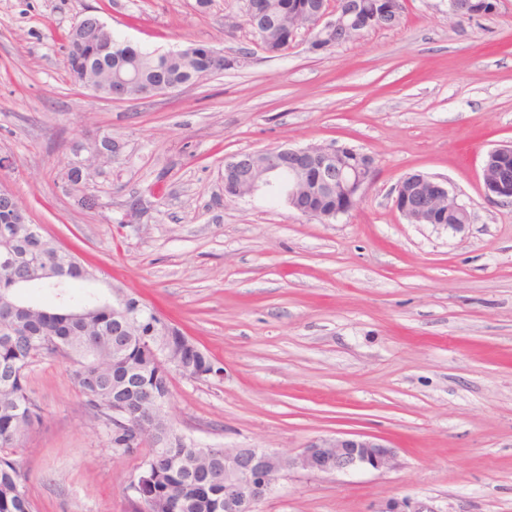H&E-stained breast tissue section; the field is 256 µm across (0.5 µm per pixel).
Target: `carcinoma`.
<instances>
[{"instance_id": "cac0c4a2", "label": "carcinoma", "mask_w": 512, "mask_h": 512, "mask_svg": "<svg viewBox=\"0 0 512 512\" xmlns=\"http://www.w3.org/2000/svg\"><path fill=\"white\" fill-rule=\"evenodd\" d=\"M302 0H266L270 22L261 29L264 51L288 50V11ZM112 59L103 63L66 54L70 77L89 79L104 88L119 75L130 77L126 97L138 98L150 86L174 89L191 85L210 72L213 62L181 53H158L114 36ZM57 266L59 283H35L29 291L51 298L66 296L77 304L94 305L79 320L55 302L32 299L0 319V512H32L15 449L41 421V407L28 388L31 366L45 355L69 364V374L87 398L94 416L109 430L112 447L126 454L151 448L144 461L131 512H224V448L188 444L169 425L165 405L170 395L171 368L186 373L221 372L180 329L166 323V336L154 335L164 321L141 299L121 293L126 316L113 314L112 295L90 286L86 266L46 238L38 224H18L13 211L0 209V305L15 300V280L30 274L33 263ZM120 400L127 418L113 420L112 401Z\"/></svg>"}]
</instances>
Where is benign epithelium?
<instances>
[{
  "label": "benign epithelium",
  "mask_w": 512,
  "mask_h": 512,
  "mask_svg": "<svg viewBox=\"0 0 512 512\" xmlns=\"http://www.w3.org/2000/svg\"><path fill=\"white\" fill-rule=\"evenodd\" d=\"M309 22L305 27L314 32L312 48L320 45L330 35L343 43L370 30L380 12H370L362 0H349L345 10L333 9L327 0L305 11ZM246 15L254 31H260L265 23L263 0H247ZM105 24L94 15L76 21L72 32L76 39L89 31H100ZM341 147L274 148L259 152L236 155L224 163V198L232 200L259 190L276 193L290 202L298 190V173L310 163L319 168L322 192L334 193L348 200L342 208L330 214L301 211V214L329 220L352 209L360 199L368 181L358 172L341 166L337 158ZM512 160V141L490 150L482 167V189L485 198L494 202L512 203V170L506 165L492 166V159ZM96 175L87 163L80 159L67 168L66 176L88 184ZM393 206L399 214L412 224H435V213L441 209L451 212L461 221L446 224L444 228L460 231L469 224L467 206L457 193L448 188V183L423 173L407 174L394 188ZM58 272L50 266L36 267L30 276L21 279L28 287L32 283L50 282ZM394 457L392 448L382 439L368 435L353 437H318L302 448L294 458L283 461L278 453L260 448H239L224 454V512H255L256 504L265 497L275 482L287 475L291 469H302L317 474H332L340 470L372 469L381 471L390 466ZM379 512H430L415 505L408 498L392 499Z\"/></svg>",
  "instance_id": "7a95c632"
}]
</instances>
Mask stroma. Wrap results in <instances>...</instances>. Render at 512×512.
Wrapping results in <instances>:
<instances>
[{"label": "stroma", "instance_id": "obj_1", "mask_svg": "<svg viewBox=\"0 0 512 512\" xmlns=\"http://www.w3.org/2000/svg\"><path fill=\"white\" fill-rule=\"evenodd\" d=\"M97 16L150 50L224 51L223 73L110 101L71 81L62 44ZM299 29L266 53L246 0H0V188L101 280L154 305L222 372L171 375L169 417L201 446L295 457L316 437L383 438L389 469L290 471L256 512H512V204L487 201L488 151L512 141V0L471 19L403 0L401 21L327 50ZM117 152L72 190L80 145ZM350 146L377 170L321 222L268 194L224 198V162L278 146ZM446 180L460 232L411 224L397 182ZM28 386L44 410L15 457L33 512H130L148 454L110 447L56 356Z\"/></svg>", "mask_w": 512, "mask_h": 512}]
</instances>
